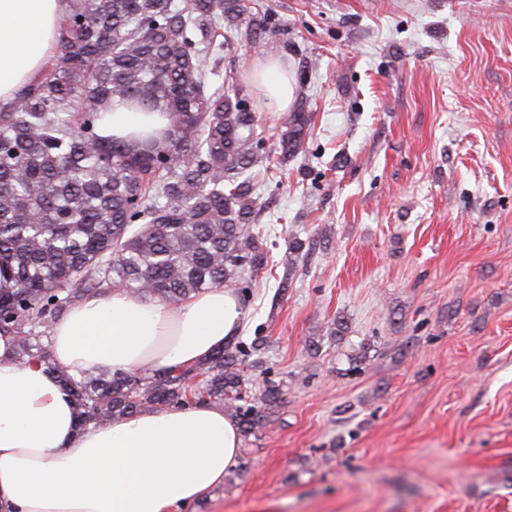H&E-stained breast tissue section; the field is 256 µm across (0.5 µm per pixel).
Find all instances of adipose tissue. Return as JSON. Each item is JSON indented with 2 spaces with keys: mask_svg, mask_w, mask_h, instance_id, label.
<instances>
[{
  "mask_svg": "<svg viewBox=\"0 0 512 512\" xmlns=\"http://www.w3.org/2000/svg\"><path fill=\"white\" fill-rule=\"evenodd\" d=\"M64 0H0V105L37 78L55 47ZM160 113L115 103L103 136L165 127ZM230 290L176 304L122 290L89 298L50 329L52 355L71 373L192 366L239 331ZM0 335V512H177L238 461V426L222 408L169 406L80 429L73 399L44 365L15 361Z\"/></svg>",
  "mask_w": 512,
  "mask_h": 512,
  "instance_id": "adipose-tissue-1",
  "label": "adipose tissue"
}]
</instances>
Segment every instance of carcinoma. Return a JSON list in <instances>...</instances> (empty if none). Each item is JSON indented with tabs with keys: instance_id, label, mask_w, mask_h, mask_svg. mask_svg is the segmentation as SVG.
Masks as SVG:
<instances>
[{
	"instance_id": "cac0c4a2",
	"label": "carcinoma",
	"mask_w": 512,
	"mask_h": 512,
	"mask_svg": "<svg viewBox=\"0 0 512 512\" xmlns=\"http://www.w3.org/2000/svg\"><path fill=\"white\" fill-rule=\"evenodd\" d=\"M250 0H66L56 54L0 106V332L16 360L42 362L70 391L81 427L170 405H219L244 435L281 402L268 383L242 396L252 352L228 343L189 367L76 377L53 359L54 321L83 299L122 289L177 303L257 277L266 238L252 224L264 162L309 148L312 113L285 117L274 154L254 137L259 115L208 87L203 50L217 38L255 46L272 22ZM122 102L163 112L158 135L105 139L97 121Z\"/></svg>"
}]
</instances>
